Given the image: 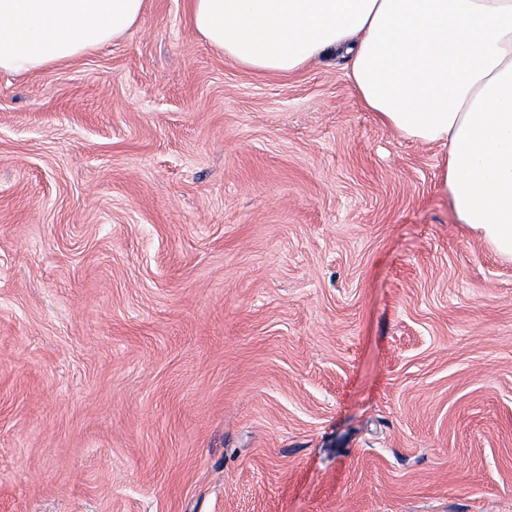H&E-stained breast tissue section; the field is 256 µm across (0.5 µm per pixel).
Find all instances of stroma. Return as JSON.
<instances>
[{
    "label": "stroma",
    "instance_id": "35a3bbf8",
    "mask_svg": "<svg viewBox=\"0 0 512 512\" xmlns=\"http://www.w3.org/2000/svg\"><path fill=\"white\" fill-rule=\"evenodd\" d=\"M347 73L0 74V512H512V259Z\"/></svg>",
    "mask_w": 512,
    "mask_h": 512
}]
</instances>
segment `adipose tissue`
I'll use <instances>...</instances> for the list:
<instances>
[{
	"instance_id": "ef3b65f1",
	"label": "adipose tissue",
	"mask_w": 512,
	"mask_h": 512,
	"mask_svg": "<svg viewBox=\"0 0 512 512\" xmlns=\"http://www.w3.org/2000/svg\"><path fill=\"white\" fill-rule=\"evenodd\" d=\"M148 0H0V73L114 41ZM196 32L246 68L289 73L341 52L381 124L445 148L460 223L512 258V0H190Z\"/></svg>"
}]
</instances>
